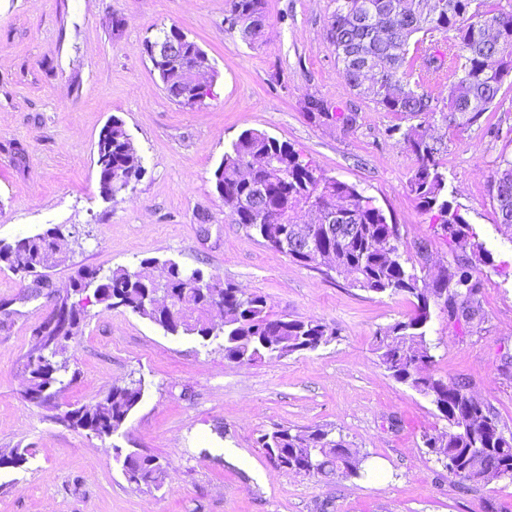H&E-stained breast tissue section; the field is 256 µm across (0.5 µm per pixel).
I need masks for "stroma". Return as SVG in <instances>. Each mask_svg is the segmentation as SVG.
<instances>
[{
  "instance_id": "stroma-1",
  "label": "stroma",
  "mask_w": 512,
  "mask_h": 512,
  "mask_svg": "<svg viewBox=\"0 0 512 512\" xmlns=\"http://www.w3.org/2000/svg\"><path fill=\"white\" fill-rule=\"evenodd\" d=\"M331 0H267L260 33L231 27L226 0H0V241L61 228L47 287L0 269V512H512V483L460 489L428 455L444 431L429 402L390 378L375 336L411 313L403 296L373 295L293 262L224 211L213 173L239 135L287 142L328 176L355 184L400 226L404 258L425 278L462 250L407 184L414 156L388 134L419 127L442 142L448 193L491 253L480 276L485 320L429 324L433 373L466 381L512 430V229L492 203L501 157H512V88L495 116L453 127L436 114L386 112L343 79L327 39ZM177 27L207 54L210 93L169 99L144 50ZM355 114L352 126L304 109L308 98ZM120 118L142 174L116 198L100 192V130ZM158 259L265 297L269 314L317 319L339 337L312 352L248 365L195 335L172 336L132 312L71 294L82 267L104 271ZM81 312L65 356L76 378L48 405L25 402V356L60 298ZM144 396L100 439L54 421L130 380ZM343 436L376 467L361 480L317 482L276 467L256 439L274 424ZM166 463L158 489L127 482L115 447Z\"/></svg>"
}]
</instances>
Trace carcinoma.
Returning <instances> with one entry per match:
<instances>
[{
	"label": "carcinoma",
	"instance_id": "cac0c4a2",
	"mask_svg": "<svg viewBox=\"0 0 512 512\" xmlns=\"http://www.w3.org/2000/svg\"><path fill=\"white\" fill-rule=\"evenodd\" d=\"M232 20L243 25L242 34L256 15L266 16V0H229ZM327 37L336 63L347 84L375 102L385 112L440 114L450 126L470 127L488 112L498 110L497 98L512 75V11L496 0H332ZM448 43L450 61L436 49L437 40ZM186 62H155L153 68L171 100L194 105L200 98L184 99V64L211 69L209 59L194 41L184 43ZM447 85L446 100L431 92V86ZM407 149L416 158L408 190L419 207L435 213L446 236L470 258L451 268L446 287L422 288L415 268L407 267L400 252L399 225L388 220L384 210L354 184L329 177L291 145L265 132L247 130L231 144L214 172L215 187L224 211L234 223L294 261L322 265L285 250L281 237L293 240L311 231L299 224L295 214L307 206H328L336 212L339 233L326 246L332 257L329 271L352 277L351 285L376 295L412 296L417 300L412 315L380 331L374 352L379 365L396 382L423 396L447 421V430L424 436L448 476L463 488L487 484L492 472L512 481V440L506 441L505 425L494 408L474 399L465 382L449 383L436 377L431 344L427 341L432 307L453 319L482 320L484 310L478 265L493 264L491 254L478 240L459 206L448 199L442 172V147L415 128L400 131ZM134 146L119 118L105 125L97 141V167L101 193L115 197L126 191L141 174L131 163ZM264 214L244 206L259 193ZM500 223L512 227V159L501 158L492 191ZM59 227L16 242H0V266L43 276L44 265L54 259ZM154 259L136 269L117 267L103 273L82 267L71 277L76 295L94 289L104 309L123 307L160 326L166 333L196 335L202 340L222 339L224 359L234 363H257L263 359L287 358L314 351L337 338V330L321 320L274 317L266 301L231 283L215 282L199 268L175 261L164 262L166 274L158 280L147 273ZM224 310L228 319L213 325L206 315L212 308ZM68 328L45 335L43 342L23 362L28 375L23 400L42 406L64 384L68 372L63 358L70 329L80 318L68 300L61 301ZM144 395L142 380L114 387L99 401L70 409L57 420L103 438L118 431ZM266 455L274 454L284 469L317 482L341 474L346 478L366 476V456L333 430L316 426L305 430L279 424L258 438ZM126 480L141 489L163 485L166 466L158 457L137 452L123 453Z\"/></svg>",
	"mask_w": 512,
	"mask_h": 512
}]
</instances>
